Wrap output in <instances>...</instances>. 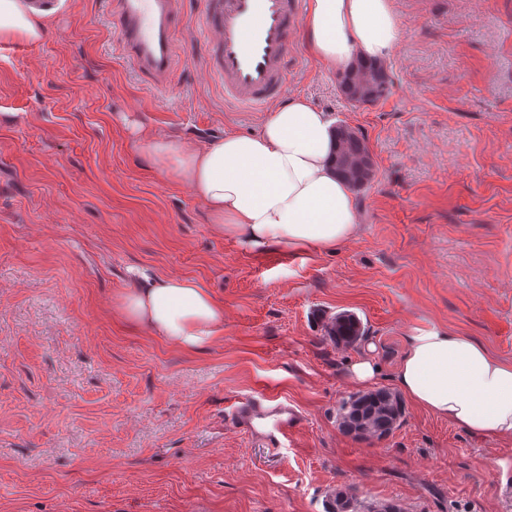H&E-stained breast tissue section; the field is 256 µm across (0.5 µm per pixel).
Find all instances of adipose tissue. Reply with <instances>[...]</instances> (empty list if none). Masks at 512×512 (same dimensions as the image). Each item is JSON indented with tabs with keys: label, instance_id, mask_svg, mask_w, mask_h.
Returning <instances> with one entry per match:
<instances>
[{
	"label": "adipose tissue",
	"instance_id": "1",
	"mask_svg": "<svg viewBox=\"0 0 512 512\" xmlns=\"http://www.w3.org/2000/svg\"><path fill=\"white\" fill-rule=\"evenodd\" d=\"M46 12L0 0V40H41ZM302 31L309 52L333 71L382 62L401 38L395 0H308ZM338 141L328 113L294 97L259 133H230L192 146L141 135L139 153L189 186L222 233L253 248L273 244L331 252L359 232L352 186L336 171ZM123 317L194 353L224 329V306L195 281L140 273L118 301ZM411 404L475 435L512 440V363L473 337L429 324L410 329L393 376Z\"/></svg>",
	"mask_w": 512,
	"mask_h": 512
}]
</instances>
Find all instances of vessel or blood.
<instances>
[{
	"mask_svg": "<svg viewBox=\"0 0 512 512\" xmlns=\"http://www.w3.org/2000/svg\"><path fill=\"white\" fill-rule=\"evenodd\" d=\"M184 0H112L119 48L157 86L177 67L175 30ZM204 25L214 32L208 69L223 81L225 102L266 109L281 100L292 66L302 0H204ZM233 423L252 437L282 447L301 421L287 400L245 398L231 410Z\"/></svg>",
	"mask_w": 512,
	"mask_h": 512,
	"instance_id": "b4317fda",
	"label": "vessel or blood"
}]
</instances>
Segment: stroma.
Segmentation results:
<instances>
[{"label":"stroma","instance_id":"stroma-1","mask_svg":"<svg viewBox=\"0 0 512 512\" xmlns=\"http://www.w3.org/2000/svg\"><path fill=\"white\" fill-rule=\"evenodd\" d=\"M109 0H53L40 42L0 41V512H512V441L405 406L346 433L350 368L393 390L404 338L442 324L512 362V0H397L392 85L357 105L294 44L286 96L367 140L360 232L331 253L245 246L140 155L134 129L204 145L259 133L206 64L186 0L178 71L157 88L118 50ZM224 304L186 354L116 310L135 271ZM340 313L366 328L336 344ZM303 414L285 449L228 418L240 398ZM377 367L368 355L363 356L351 367L352 380L362 387H371L376 382ZM385 393L387 396L388 404L391 407V410L394 415L393 424L388 425L385 416L383 414H380L379 411L377 410L370 416L369 419V424L371 428V433L369 434V436L382 438L389 435L395 429L396 424L401 417L402 406L399 398L389 391H385Z\"/></svg>","mask_w":512,"mask_h":512}]
</instances>
